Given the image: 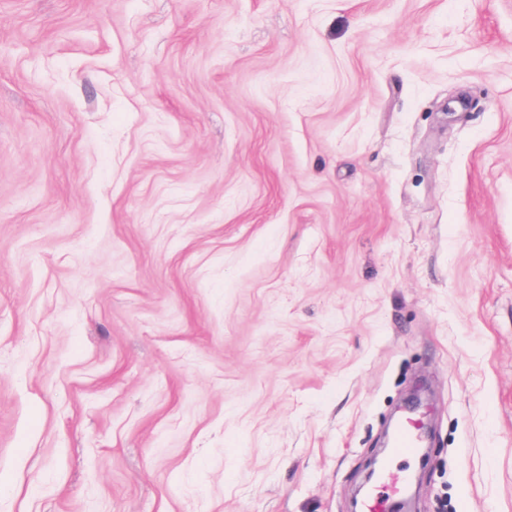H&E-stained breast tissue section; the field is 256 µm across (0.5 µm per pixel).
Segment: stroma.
Instances as JSON below:
<instances>
[{
	"instance_id": "stroma-1",
	"label": "stroma",
	"mask_w": 512,
	"mask_h": 512,
	"mask_svg": "<svg viewBox=\"0 0 512 512\" xmlns=\"http://www.w3.org/2000/svg\"><path fill=\"white\" fill-rule=\"evenodd\" d=\"M512 512V0H0V512ZM419 441L415 424L399 422L392 432L390 455L396 458H412L418 455Z\"/></svg>"
}]
</instances>
